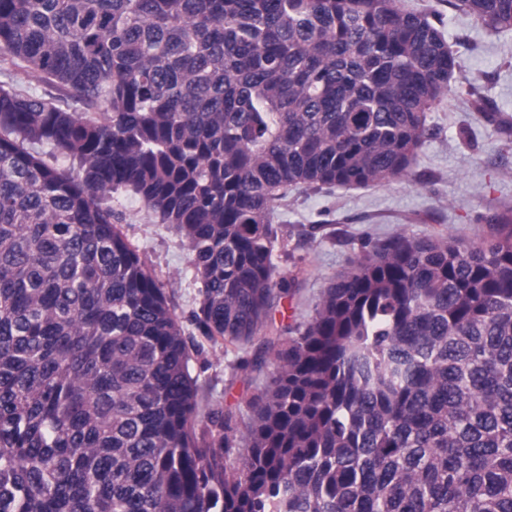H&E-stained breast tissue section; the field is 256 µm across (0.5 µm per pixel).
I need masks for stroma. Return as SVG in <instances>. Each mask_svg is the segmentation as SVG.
<instances>
[{
  "label": "stroma",
  "instance_id": "1",
  "mask_svg": "<svg viewBox=\"0 0 512 512\" xmlns=\"http://www.w3.org/2000/svg\"><path fill=\"white\" fill-rule=\"evenodd\" d=\"M400 3L442 19L460 64L456 80L481 78L492 108L482 115L457 92L444 95L429 114V134L405 179L365 188L288 190L272 222L278 229L276 275L290 288L274 304L261 336H283L306 324L324 289L349 270L352 259L395 234L466 244L489 235L494 217L512 215V141L499 131L512 124V32L494 31L454 11L448 0ZM112 210L164 284L185 335L197 339L192 314L198 284L184 239L133 195L114 196ZM256 352L253 344L191 349L202 404L245 417L250 397L271 373L253 367Z\"/></svg>",
  "mask_w": 512,
  "mask_h": 512
}]
</instances>
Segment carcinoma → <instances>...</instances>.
Instances as JSON below:
<instances>
[{
  "label": "carcinoma",
  "instance_id": "carcinoma-1",
  "mask_svg": "<svg viewBox=\"0 0 512 512\" xmlns=\"http://www.w3.org/2000/svg\"><path fill=\"white\" fill-rule=\"evenodd\" d=\"M512 31V0H452ZM459 64L397 0H0V512H512V218L397 234L263 343L237 423L112 215L192 256L204 344L281 295L275 201L409 175ZM477 112L476 80L455 86ZM18 90H23L29 93L43 96L46 99L53 100L63 108L67 106L76 107L79 111H83L84 107L80 104H75L72 99L62 96L55 88L42 82L39 79H32L29 82L26 81L23 84L13 85Z\"/></svg>",
  "mask_w": 512,
  "mask_h": 512
}]
</instances>
